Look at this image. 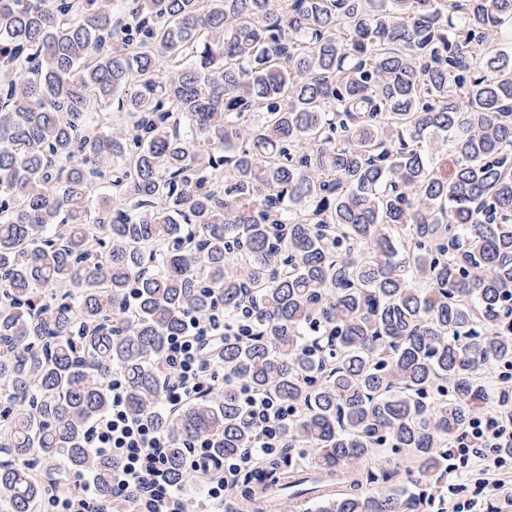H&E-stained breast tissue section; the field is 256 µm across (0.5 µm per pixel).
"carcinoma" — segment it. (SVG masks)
I'll list each match as a JSON object with an SVG mask.
<instances>
[{
  "label": "carcinoma",
  "instance_id": "carcinoma-1",
  "mask_svg": "<svg viewBox=\"0 0 512 512\" xmlns=\"http://www.w3.org/2000/svg\"><path fill=\"white\" fill-rule=\"evenodd\" d=\"M512 0H0V506L35 512L124 377L189 445L284 444L254 512H424L446 445L512 370ZM452 159L441 172L433 146ZM236 327L224 387L171 413L159 363L192 318ZM390 443L406 485L366 490Z\"/></svg>",
  "mask_w": 512,
  "mask_h": 512
}]
</instances>
